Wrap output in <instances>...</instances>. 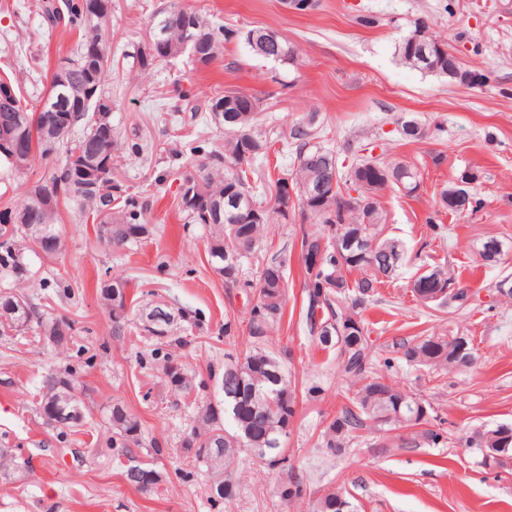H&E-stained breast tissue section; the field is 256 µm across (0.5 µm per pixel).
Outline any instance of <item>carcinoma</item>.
<instances>
[{"label": "carcinoma", "instance_id": "obj_1", "mask_svg": "<svg viewBox=\"0 0 512 512\" xmlns=\"http://www.w3.org/2000/svg\"><path fill=\"white\" fill-rule=\"evenodd\" d=\"M38 15L47 29L62 27L76 35L69 55L59 57L68 62L56 67L51 79L48 99L37 111L27 108L19 86L9 74L0 75V101H11L20 116L18 122L7 121L9 113L0 111V164L14 171H24L34 158L45 160L42 175L28 191L19 209L7 205L0 210V334L18 335L34 329L46 340L56 339L68 345L76 335V321L54 316L40 309L23 293H12L15 284L31 277L33 259H55L64 250L58 225L55 224L60 203L71 208L75 219L93 216L98 222L96 238L112 247L133 245L153 234V228L142 222L148 201L128 193L126 186L114 179L118 161L101 165V157L111 145L130 157L148 159L151 146L137 131L127 132L114 117L102 113L112 111V88L105 82L92 83L91 71H112V55L105 23L112 12V0H37ZM189 21L197 27L199 46L191 56L195 65L207 66L217 57L220 46L233 40L243 41L257 56H264L263 29H251L254 39L238 31L216 27L196 11L184 7L180 0H165L147 18L149 36L154 46L138 42L130 53L132 65L148 72L156 62L178 53L182 42L181 24ZM399 59L428 74L447 77L457 83H468L472 70L434 35L422 20L414 22L409 39L396 47ZM215 101L224 102V142L202 141L189 149L190 157L179 166L176 180V206L186 224H201L209 232V255L229 288H251L259 313L248 315L249 334L262 341L272 335L281 323L287 299L284 262L276 257L259 259L258 243L269 224L301 221L323 225L320 232L302 233L301 251L323 249L322 264L305 271L307 295L306 320L309 331L317 336L324 350L338 351L344 372L353 390L335 418L327 422L323 447L331 455H339L356 438L358 431L375 428L391 431L398 427H415L402 447L422 443L437 445L441 432L426 427L429 416L424 410L431 405L407 391L384 382L374 367L369 336L358 319L357 309L374 297L381 278L390 277L405 258L404 245L384 235L386 214L379 202L380 192L392 186L410 197L420 184L416 167L404 162H388L383 158L363 156L347 169L339 167L334 150L314 141L308 127L297 126L291 133L295 140L294 162L279 169L254 186L250 176L258 174L259 165L267 162L272 139L258 129L261 99L239 90L218 92L204 106L191 107L190 121L199 111L209 112ZM400 135L408 142L422 140L426 128L413 116L396 119ZM460 183L440 193L439 209L426 218L432 231L439 234L440 210L448 209V196L470 197L467 212L476 213L483 201L472 192L479 179L470 168L457 173ZM113 182V194L107 201L92 195L94 182ZM356 191L354 197L350 191ZM270 196L272 205H264L260 196ZM509 246L496 237L481 244L479 255L487 262L498 261ZM261 260L257 281L244 278L243 263ZM352 271L359 278L349 279ZM442 276L449 292L434 300L436 304H454L460 308L468 301V292L457 286L446 268H435L415 279L416 290L433 275ZM140 287L129 280L104 279L101 297L116 328L128 321L131 306L138 297L131 290ZM333 336H325L326 329ZM139 330L167 347H184L187 335L203 332V321L189 311L165 303H154L140 315ZM397 353L407 364L424 367L435 373L465 371L476 364L472 339L448 345V336H420L398 345ZM167 384L177 395L188 397L191 381L185 368L168 356L162 365ZM220 388L224 404L198 406V426L187 434L181 448L186 457L212 475L211 500L230 499L238 490L236 462L240 453L257 449L256 456L271 467L280 468L281 494L299 488L302 482L288 465L283 441L296 415V396L290 389L279 359L257 346L243 356V361L227 357ZM90 386L72 374L45 377L38 391L39 409L45 423L61 430L79 431L86 415L75 423L60 424L49 414L46 402L61 398L65 410L83 409V397ZM112 447L132 456L143 447L140 421L127 408L116 402L110 410ZM505 447L498 464L512 459V428L498 426L476 433L466 446L479 452ZM312 512H352L351 503L334 488L323 492L314 502L302 499Z\"/></svg>", "mask_w": 512, "mask_h": 512}]
</instances>
